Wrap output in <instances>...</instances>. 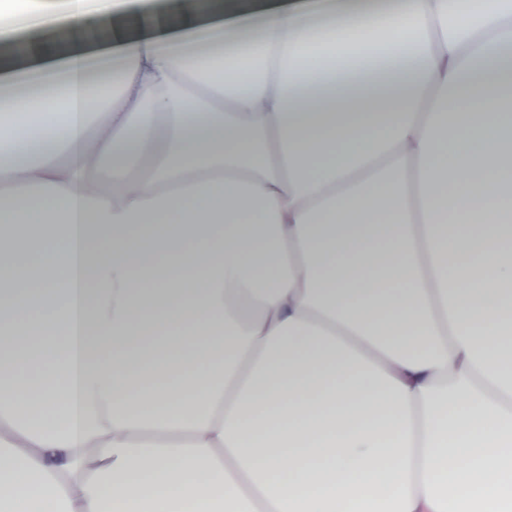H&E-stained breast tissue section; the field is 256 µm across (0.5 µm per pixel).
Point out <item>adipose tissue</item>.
Here are the masks:
<instances>
[{"mask_svg":"<svg viewBox=\"0 0 512 512\" xmlns=\"http://www.w3.org/2000/svg\"><path fill=\"white\" fill-rule=\"evenodd\" d=\"M64 10L0 98V512H512V0L144 35L94 127Z\"/></svg>","mask_w":512,"mask_h":512,"instance_id":"ef3b65f1","label":"adipose tissue"}]
</instances>
